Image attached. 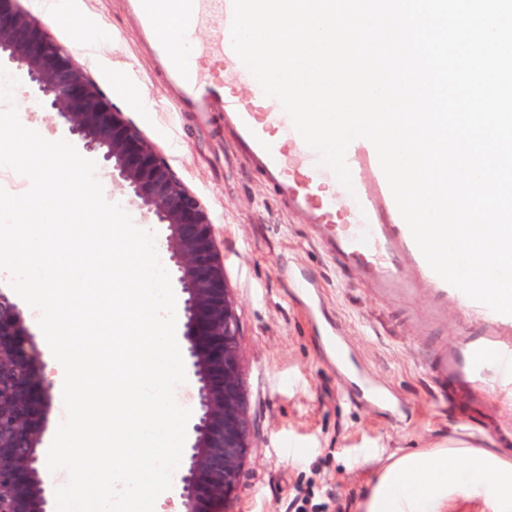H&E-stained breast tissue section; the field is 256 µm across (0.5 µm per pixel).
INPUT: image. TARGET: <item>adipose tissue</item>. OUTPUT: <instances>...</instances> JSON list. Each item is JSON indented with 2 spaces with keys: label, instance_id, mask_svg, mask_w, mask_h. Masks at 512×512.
Wrapping results in <instances>:
<instances>
[{
  "label": "adipose tissue",
  "instance_id": "ef3b65f1",
  "mask_svg": "<svg viewBox=\"0 0 512 512\" xmlns=\"http://www.w3.org/2000/svg\"><path fill=\"white\" fill-rule=\"evenodd\" d=\"M461 497L512 512V461L490 450L403 454L382 468L364 512H451Z\"/></svg>",
  "mask_w": 512,
  "mask_h": 512
}]
</instances>
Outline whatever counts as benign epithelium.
Wrapping results in <instances>:
<instances>
[{
    "mask_svg": "<svg viewBox=\"0 0 512 512\" xmlns=\"http://www.w3.org/2000/svg\"><path fill=\"white\" fill-rule=\"evenodd\" d=\"M0 65L27 84L38 109L111 168L152 224L165 228L170 275L183 295L185 373L199 408L173 483L183 512H226L250 448L237 306L210 214L157 146L115 106L79 62L20 0H0ZM18 300L0 287V512H50L43 460L49 387Z\"/></svg>",
    "mask_w": 512,
    "mask_h": 512,
    "instance_id": "7a95c632",
    "label": "benign epithelium"
}]
</instances>
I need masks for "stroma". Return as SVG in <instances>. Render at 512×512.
Instances as JSON below:
<instances>
[{
	"label": "stroma",
	"mask_w": 512,
	"mask_h": 512,
	"mask_svg": "<svg viewBox=\"0 0 512 512\" xmlns=\"http://www.w3.org/2000/svg\"><path fill=\"white\" fill-rule=\"evenodd\" d=\"M44 0H23L36 19L86 68L112 102L157 144L177 176L213 217L216 245L238 305L240 349L253 419L251 450L230 512H289L296 490L309 491L324 512H362L381 465L430 448L504 450L481 427L449 409L431 386L425 364L441 346L477 326L484 306L461 304L456 287L435 326L412 319L430 303L378 297L370 285L338 268L308 225L288 214L258 172L233 149L222 111L202 119L173 114L161 74L139 43L124 0H75L87 22L108 33L88 39L79 27L50 23ZM146 99L150 110L136 108ZM307 277L320 290L317 310L293 288ZM341 327L350 353L339 368L316 326ZM378 385L390 409L358 397ZM339 488V499L329 498Z\"/></svg>",
	"instance_id": "35a3bbf8"
}]
</instances>
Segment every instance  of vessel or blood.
Here are the masks:
<instances>
[{"mask_svg": "<svg viewBox=\"0 0 512 512\" xmlns=\"http://www.w3.org/2000/svg\"><path fill=\"white\" fill-rule=\"evenodd\" d=\"M128 9L165 77L175 111L205 114L222 106L236 150L291 213L319 232L321 247L339 267L355 272L382 297L410 299L420 293V279L407 270L421 266L422 254L405 227L373 144L358 139L347 150L354 191L344 209L336 200L334 171L320 164L318 152L294 129L281 103L258 118L253 102L262 98V88L232 47L233 0H128ZM209 12L222 22L209 52L235 71L251 99L232 93L223 78L199 65L198 31ZM426 371L449 407L490 420L485 394L512 395V322L500 316L481 321L478 329L441 350Z\"/></svg>", "mask_w": 512, "mask_h": 512, "instance_id": "vessel-or-blood-1", "label": "vessel or blood"}]
</instances>
